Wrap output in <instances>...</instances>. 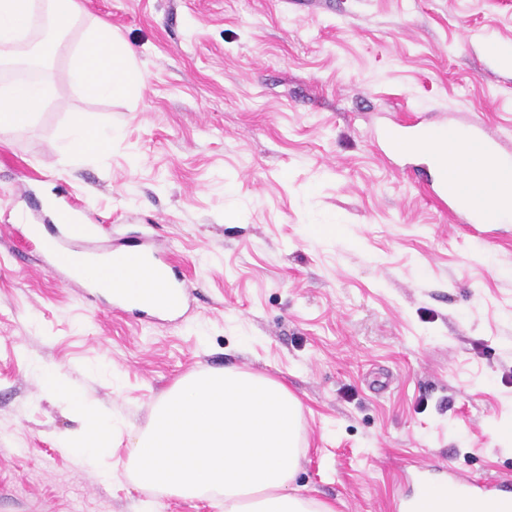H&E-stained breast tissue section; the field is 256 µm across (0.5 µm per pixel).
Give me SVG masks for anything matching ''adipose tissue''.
Returning <instances> with one entry per match:
<instances>
[{"instance_id":"1","label":"adipose tissue","mask_w":512,"mask_h":512,"mask_svg":"<svg viewBox=\"0 0 512 512\" xmlns=\"http://www.w3.org/2000/svg\"><path fill=\"white\" fill-rule=\"evenodd\" d=\"M39 16L43 17L50 33L58 37L66 36L80 21L75 0H0V52L21 49L23 39ZM70 64L72 82L91 97L125 100L144 83V73L125 41L95 23L87 25L81 39L73 44ZM45 94L46 84L38 78L20 84L1 83L0 128L27 124L34 112L44 105ZM111 139V134L79 115L74 116L61 133L63 150L76 158L89 151L106 149ZM78 271L89 281H111L134 301L153 285L148 273L133 262L114 270L105 260L98 259L80 263ZM37 373L46 392L67 401L81 416L76 433L61 440V450L74 456L79 464L98 466L110 447L111 418L93 408L86 394L71 387L58 369L41 366Z\"/></svg>"}]
</instances>
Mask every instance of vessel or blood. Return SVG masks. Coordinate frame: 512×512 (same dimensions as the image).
<instances>
[{"mask_svg": "<svg viewBox=\"0 0 512 512\" xmlns=\"http://www.w3.org/2000/svg\"><path fill=\"white\" fill-rule=\"evenodd\" d=\"M418 119L396 120L373 136L379 149L404 153L410 140L408 131L417 127ZM506 140L488 132L481 122H472L456 146L463 170L458 174H441L434 182L424 183L426 193L447 209L455 223L472 226L493 221L494 208L511 205L502 193L504 184L512 182V156L503 153ZM82 208L75 203L59 206L52 212L34 209L31 220L47 223L52 244L45 253L50 272L68 270L69 260L97 255L90 245L86 227L80 219ZM108 257L122 265L130 260L141 261L154 273L159 286L157 296H145L143 307L159 314L175 316L184 312L189 299L187 283L171 272L168 254L152 246L148 240L134 244L129 251H112ZM449 485L454 495L453 505L461 512H512V482L507 480L476 481L460 472H449Z\"/></svg>", "mask_w": 512, "mask_h": 512, "instance_id": "1", "label": "vessel or blood"}]
</instances>
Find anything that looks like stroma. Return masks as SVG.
Segmentation results:
<instances>
[{
  "instance_id": "1",
  "label": "stroma",
  "mask_w": 512,
  "mask_h": 512,
  "mask_svg": "<svg viewBox=\"0 0 512 512\" xmlns=\"http://www.w3.org/2000/svg\"><path fill=\"white\" fill-rule=\"evenodd\" d=\"M77 2L49 99L0 131V512H215L78 466L59 442L80 416L39 363L112 413L110 464L175 381L231 368L301 399L295 483L336 512H395L419 460L512 479V223H450L417 159L368 135L474 117L512 140V67L485 44L512 46V0ZM95 19L144 71L127 101L70 80ZM77 113L120 137L66 158ZM46 196L84 205L100 242L168 246L189 311L117 315L49 274L20 219ZM418 118H410L408 120H396L381 128L378 133H373L372 137L383 154H386L385 149L392 154L396 153H417L409 151L408 145L413 141L414 137L408 138V128H415L419 125Z\"/></svg>"
}]
</instances>
